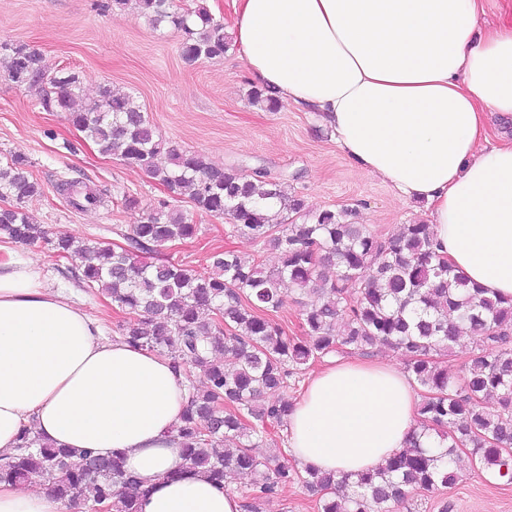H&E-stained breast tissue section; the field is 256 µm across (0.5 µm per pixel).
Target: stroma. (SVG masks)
<instances>
[{
	"mask_svg": "<svg viewBox=\"0 0 512 512\" xmlns=\"http://www.w3.org/2000/svg\"><path fill=\"white\" fill-rule=\"evenodd\" d=\"M182 40L180 30L153 28L132 11L102 7L101 0H0V43L26 45L40 52L49 68L77 72L85 98H95L103 85L132 95L159 134L179 149L202 153L219 166L245 162L269 178L291 179L309 209H349L352 222L378 235L426 223V203L401 198L391 185L359 169L318 113L286 103L275 111L252 104L255 83L236 49L190 63L181 56ZM40 94L39 88L12 83L0 59V162L12 154L30 161L44 195L28 209L49 238L113 242L114 227L137 223L164 191L140 168L100 154L66 113L44 111ZM63 176L85 182L103 196V204L73 209L56 191ZM128 196L137 199V207L125 206ZM175 204L199 231L163 250V257L200 275L210 271L215 253L227 249L269 266L276 263L275 251L233 234L228 219L199 211L185 195ZM27 251L56 287L70 291L101 320L108 336L119 335L124 315L110 299L75 283L68 260L43 243ZM253 482L252 475L240 474L228 488L257 512H318L315 496L300 484L281 485L276 494L256 501ZM411 505L412 512H512V485L486 481L464 457L453 488L417 493Z\"/></svg>",
	"mask_w": 512,
	"mask_h": 512,
	"instance_id": "stroma-1",
	"label": "stroma"
}]
</instances>
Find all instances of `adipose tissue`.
Listing matches in <instances>:
<instances>
[{
    "label": "adipose tissue",
    "instance_id": "adipose-tissue-1",
    "mask_svg": "<svg viewBox=\"0 0 512 512\" xmlns=\"http://www.w3.org/2000/svg\"><path fill=\"white\" fill-rule=\"evenodd\" d=\"M230 33L249 75L320 113L337 145L402 198L430 207L433 241L485 295L512 297V23L485 0H239ZM187 380L165 356L105 337L22 253L0 259V450L35 422L56 447L120 453L144 489L139 512H243L239 496L184 459L173 437ZM419 398L383 361L330 362L288 414L304 468L357 476L405 447ZM0 512H81L49 488L0 483Z\"/></svg>",
    "mask_w": 512,
    "mask_h": 512
}]
</instances>
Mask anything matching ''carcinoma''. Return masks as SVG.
Returning a JSON list of instances; mask_svg holds the SVG:
<instances>
[{
  "label": "carcinoma",
  "mask_w": 512,
  "mask_h": 512,
  "mask_svg": "<svg viewBox=\"0 0 512 512\" xmlns=\"http://www.w3.org/2000/svg\"><path fill=\"white\" fill-rule=\"evenodd\" d=\"M134 4L153 28L183 32L188 62L224 56V21L204 5L193 11L175 0H110L123 10ZM8 78L21 85L49 86L40 100L46 112H65L69 122L103 155L144 170L167 190L138 223L117 230L126 246L65 237L52 240L33 223L27 204L44 190L28 160L11 156L0 164V238L30 245L43 241L56 256L75 263L82 287L111 299L127 315L121 339L189 363L200 383L189 381L188 402L174 438L189 465L218 484L230 474L259 475L254 493L270 495L298 481L320 495L319 512H411L416 491L452 488L459 475L458 450L487 475L512 483V299L488 297L454 272L435 246L428 224H406L396 235L378 236L349 220L351 212H313L288 182L260 171L224 168L203 154L168 145L134 98L104 87L96 100L77 108L79 74L48 71L42 55L25 45L0 44ZM166 153L170 165L156 164ZM188 193L200 211L227 216L233 231L276 251L266 268L231 250L213 257L207 275L158 259L174 242L194 238L198 225L170 199ZM336 266V278L323 267ZM289 282L308 298L302 325L308 340L289 336L269 313L282 304ZM476 338V352L455 372L440 357L457 345L459 333ZM378 343L405 356L406 368L425 390L421 425L409 446L373 473L357 479L297 470L288 458L269 464L251 453V443L287 415L290 403L265 395L290 387L305 366L343 357ZM46 477L55 496L91 510L138 512L142 490L118 455L86 448H57L27 425L13 451L0 455V483Z\"/></svg>",
  "instance_id": "obj_1"
}]
</instances>
